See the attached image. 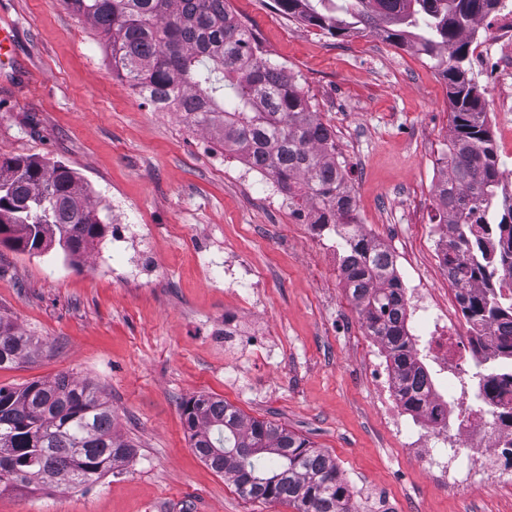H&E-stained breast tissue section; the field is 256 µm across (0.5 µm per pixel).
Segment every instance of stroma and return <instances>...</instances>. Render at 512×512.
Segmentation results:
<instances>
[{
    "label": "stroma",
    "instance_id": "stroma-1",
    "mask_svg": "<svg viewBox=\"0 0 512 512\" xmlns=\"http://www.w3.org/2000/svg\"><path fill=\"white\" fill-rule=\"evenodd\" d=\"M230 3L333 132L355 223L403 253L411 277L445 290L434 188L450 114L432 61L374 32L330 35L273 0ZM1 25L19 66L0 71V156L64 162L87 183L105 233L74 261L55 244L35 253L0 244V316L39 341L0 370V386L61 373L98 383L136 454L80 491L0 492V512H294L241 497L195 454L182 405L198 395L308 439L397 512H512L511 491L442 489L401 452L370 381L380 354L338 276L332 229L311 233L287 204L240 180L211 134L144 104L100 34L60 0H0ZM484 56L472 72L512 176V55L492 39ZM116 198L156 254L135 279L115 274L124 262L112 249ZM229 257L258 274V304L217 275ZM233 309L268 321L264 347H225Z\"/></svg>",
    "mask_w": 512,
    "mask_h": 512
}]
</instances>
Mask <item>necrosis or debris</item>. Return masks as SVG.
<instances>
[{"mask_svg":"<svg viewBox=\"0 0 512 512\" xmlns=\"http://www.w3.org/2000/svg\"><path fill=\"white\" fill-rule=\"evenodd\" d=\"M406 328L415 362L427 371L429 401L417 410L394 404L391 425L403 437L406 456L421 463L441 486L467 487L470 477L492 481L512 460V426L500 416L512 409V385L463 387L458 376L472 353L471 337L448 326V308L425 284L408 281Z\"/></svg>","mask_w":512,"mask_h":512,"instance_id":"1","label":"necrosis or debris"}]
</instances>
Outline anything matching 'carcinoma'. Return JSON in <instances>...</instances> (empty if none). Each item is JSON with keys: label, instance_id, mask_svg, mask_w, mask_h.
Segmentation results:
<instances>
[{"label": "carcinoma", "instance_id": "cac0c4a2", "mask_svg": "<svg viewBox=\"0 0 512 512\" xmlns=\"http://www.w3.org/2000/svg\"><path fill=\"white\" fill-rule=\"evenodd\" d=\"M283 14L336 36L379 29L435 61L447 81L451 123L445 175L435 185L439 223L448 226L442 263L467 320L495 324L500 355L512 360V301L475 290L512 277V192L503 184L485 100L470 68L476 22L502 0H274ZM112 50L119 73L154 109L169 101L184 122L226 149L246 151L286 192L288 207L316 211L314 223H354L355 199L341 181L332 132L318 122L292 76L260 54L256 35L228 0H62ZM0 235L32 252L58 238L78 258L103 235L87 187L61 162L0 159ZM351 297L369 335L387 342L399 370L401 401L427 402L422 369L411 360L403 291L387 260L364 239L347 240ZM482 254V261L466 257ZM35 338L0 318V369L28 357ZM192 447L251 501L296 512H354L336 464L307 439L271 421L248 419L219 398L182 408ZM0 491L85 488L135 455L114 432L112 408L97 384L62 373L50 381L0 387Z\"/></svg>", "mask_w": 512, "mask_h": 512}]
</instances>
